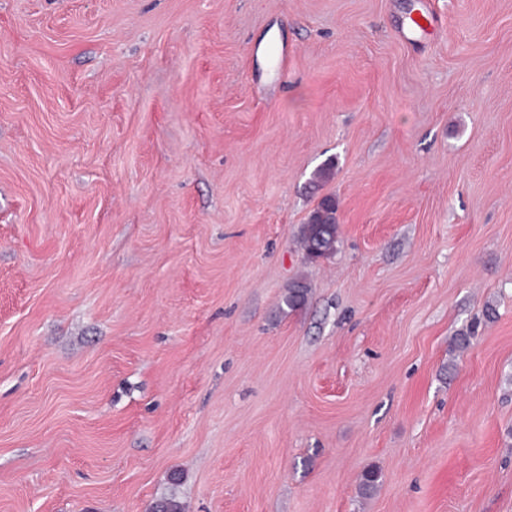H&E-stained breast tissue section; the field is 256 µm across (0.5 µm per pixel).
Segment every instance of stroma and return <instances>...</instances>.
<instances>
[{
	"label": "stroma",
	"mask_w": 512,
	"mask_h": 512,
	"mask_svg": "<svg viewBox=\"0 0 512 512\" xmlns=\"http://www.w3.org/2000/svg\"><path fill=\"white\" fill-rule=\"evenodd\" d=\"M163 498L512 512V0H0V512ZM336 212L335 198L322 197L306 224L301 225L298 242L307 259L328 258L336 252L339 237Z\"/></svg>",
	"instance_id": "stroma-1"
}]
</instances>
